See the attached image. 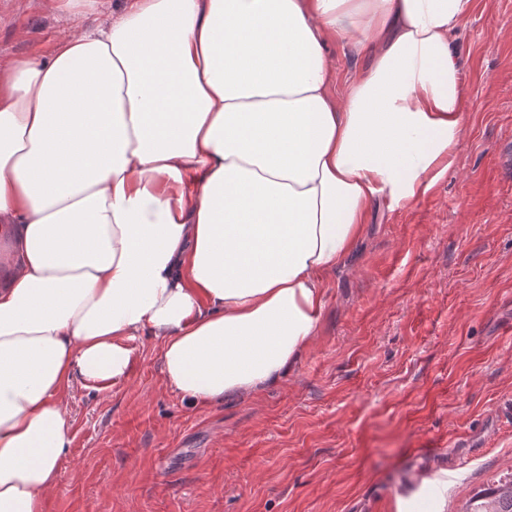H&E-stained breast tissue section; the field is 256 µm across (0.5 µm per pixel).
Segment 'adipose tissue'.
Returning a JSON list of instances; mask_svg holds the SVG:
<instances>
[{
    "label": "adipose tissue",
    "instance_id": "1",
    "mask_svg": "<svg viewBox=\"0 0 512 512\" xmlns=\"http://www.w3.org/2000/svg\"><path fill=\"white\" fill-rule=\"evenodd\" d=\"M473 0H126L0 65V512H44L74 382L160 346L189 405L285 377L372 202L429 193L464 133ZM373 46L343 97L326 51Z\"/></svg>",
    "mask_w": 512,
    "mask_h": 512
}]
</instances>
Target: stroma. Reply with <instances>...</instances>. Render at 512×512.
<instances>
[{"instance_id": "obj_1", "label": "stroma", "mask_w": 512, "mask_h": 512, "mask_svg": "<svg viewBox=\"0 0 512 512\" xmlns=\"http://www.w3.org/2000/svg\"><path fill=\"white\" fill-rule=\"evenodd\" d=\"M123 0H0V63L49 56ZM465 130L426 196L373 204L326 281L320 333L251 397L187 407L140 337L128 378L75 385L44 512H445L512 474V0H473L452 40ZM333 94L369 61L329 43Z\"/></svg>"}]
</instances>
